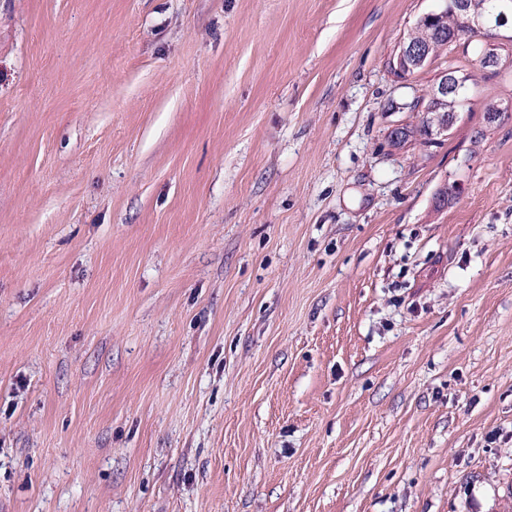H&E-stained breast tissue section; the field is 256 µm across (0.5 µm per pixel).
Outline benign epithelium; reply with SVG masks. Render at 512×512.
<instances>
[{
    "instance_id": "7a95c632",
    "label": "benign epithelium",
    "mask_w": 512,
    "mask_h": 512,
    "mask_svg": "<svg viewBox=\"0 0 512 512\" xmlns=\"http://www.w3.org/2000/svg\"><path fill=\"white\" fill-rule=\"evenodd\" d=\"M442 7L432 11L417 21L419 26H431L440 23L448 10L452 9L465 17V25L472 33L485 40V50L481 56L483 69L495 73L498 71L501 58L495 50L496 42L505 38L501 31L512 27V0H498L495 11L486 12L476 0H441ZM428 56L427 42L403 40L398 53L390 60L393 71L402 74L413 72L425 65ZM465 89V81L455 72L449 71L441 76L439 82L431 89L428 102L415 99L409 104L414 112H423L428 119L424 126L429 136H440L449 129L448 114L437 110L436 103L446 101L450 97H458Z\"/></svg>"
}]
</instances>
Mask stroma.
Listing matches in <instances>:
<instances>
[{"label":"stroma","instance_id":"35a3bbf8","mask_svg":"<svg viewBox=\"0 0 512 512\" xmlns=\"http://www.w3.org/2000/svg\"><path fill=\"white\" fill-rule=\"evenodd\" d=\"M438 5L0 0V512H512V42L399 78ZM431 58L432 56H428L427 41L405 39L389 64L391 69L399 74H403L405 71L406 77L409 72H414L417 68L424 66ZM457 72V71H455ZM454 71H449L441 76L439 82L431 89L428 95V102L423 106L421 99H414L409 108L414 112H425V117L429 122L424 126L425 135L440 136L449 129L447 112H439L435 104L448 100V111H456V100L448 99V97L457 98L465 89V81L467 76H458Z\"/></svg>","mask_w":512,"mask_h":512}]
</instances>
